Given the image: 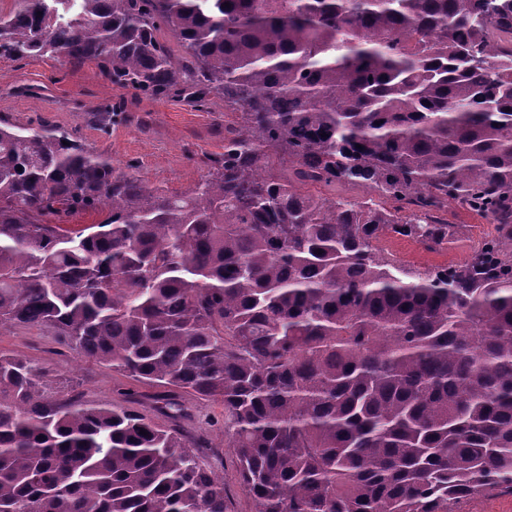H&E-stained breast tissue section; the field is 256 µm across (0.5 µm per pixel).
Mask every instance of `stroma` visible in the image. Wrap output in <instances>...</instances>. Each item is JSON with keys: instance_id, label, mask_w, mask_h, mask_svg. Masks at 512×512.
Listing matches in <instances>:
<instances>
[{"instance_id": "1", "label": "stroma", "mask_w": 512, "mask_h": 512, "mask_svg": "<svg viewBox=\"0 0 512 512\" xmlns=\"http://www.w3.org/2000/svg\"><path fill=\"white\" fill-rule=\"evenodd\" d=\"M235 113L225 111L224 98L213 95L200 105L175 98H153L111 84L92 62H60L50 57L0 56V121L25 128L44 127L104 154L116 171L169 192L187 191L208 175L210 159L224 152V128ZM456 233L434 250L415 240L388 237L381 248L406 268L423 271L457 265L471 255L496 227L479 215L448 206ZM0 352L37 363L44 384L53 391H72L96 404H119L130 380L106 366L60 347L49 331L11 328L0 332ZM213 445L222 447L224 482L234 512H249L250 503L236 478L235 455L224 445V409L204 408Z\"/></svg>"}]
</instances>
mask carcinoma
Here are the masks:
<instances>
[{
  "instance_id": "cac0c4a2",
  "label": "carcinoma",
  "mask_w": 512,
  "mask_h": 512,
  "mask_svg": "<svg viewBox=\"0 0 512 512\" xmlns=\"http://www.w3.org/2000/svg\"><path fill=\"white\" fill-rule=\"evenodd\" d=\"M0 55L237 114L182 194L0 123V329L157 390L93 405L0 354V512H232L186 396L224 405L250 512L512 494V0H15ZM450 202L497 225L467 262L379 247L442 245Z\"/></svg>"
}]
</instances>
